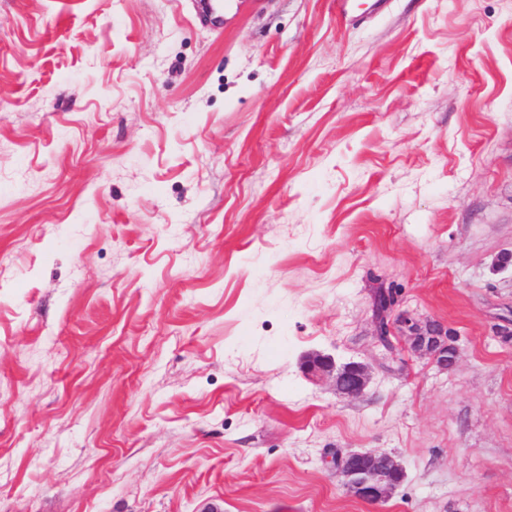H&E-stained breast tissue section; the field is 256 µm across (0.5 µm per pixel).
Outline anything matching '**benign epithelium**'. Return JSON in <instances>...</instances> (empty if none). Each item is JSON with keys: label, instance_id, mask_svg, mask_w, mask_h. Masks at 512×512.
<instances>
[{"label": "benign epithelium", "instance_id": "benign-epithelium-1", "mask_svg": "<svg viewBox=\"0 0 512 512\" xmlns=\"http://www.w3.org/2000/svg\"><path fill=\"white\" fill-rule=\"evenodd\" d=\"M395 322L408 332L414 351L430 355L440 368H448V336L440 325L430 321L423 326L401 316ZM310 371L333 378L336 392L347 396L361 394L367 385L368 374L363 366L338 370L329 357L314 358ZM339 467L350 495L373 505L391 497L403 478L401 465L385 453L350 452L340 460Z\"/></svg>", "mask_w": 512, "mask_h": 512}]
</instances>
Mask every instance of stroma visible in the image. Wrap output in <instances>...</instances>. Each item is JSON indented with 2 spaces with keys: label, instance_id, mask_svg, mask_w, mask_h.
<instances>
[{
  "label": "stroma",
  "instance_id": "obj_1",
  "mask_svg": "<svg viewBox=\"0 0 512 512\" xmlns=\"http://www.w3.org/2000/svg\"><path fill=\"white\" fill-rule=\"evenodd\" d=\"M223 4L0 0V512H512V0ZM408 332L411 347L414 351L432 356L435 363L442 369H448V360L453 356V345L448 344L450 336L443 334L440 325L429 321L423 327L420 323L401 317L395 319ZM310 371L321 376L333 377L336 391L347 396L361 394L368 380L366 369L361 365L345 366L336 372L335 363L329 357H316L310 363ZM350 376L352 382L346 384L344 377ZM352 458L369 464L351 469L347 467V463ZM338 465L350 495L373 505L391 497L403 478L401 465L385 453L349 452Z\"/></svg>",
  "mask_w": 512,
  "mask_h": 512
}]
</instances>
